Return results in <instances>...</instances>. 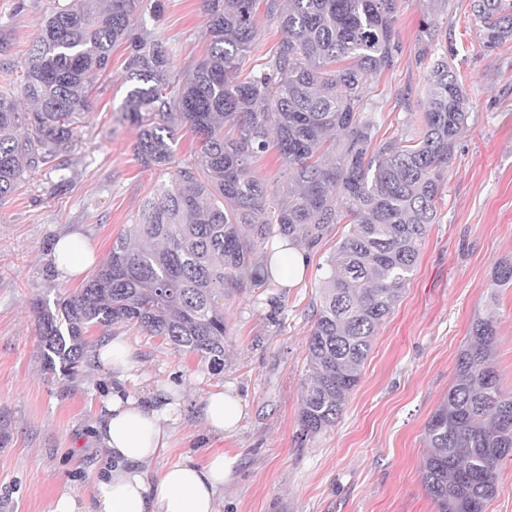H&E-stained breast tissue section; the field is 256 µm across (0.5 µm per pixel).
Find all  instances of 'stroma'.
<instances>
[{
	"label": "stroma",
	"mask_w": 512,
	"mask_h": 512,
	"mask_svg": "<svg viewBox=\"0 0 512 512\" xmlns=\"http://www.w3.org/2000/svg\"><path fill=\"white\" fill-rule=\"evenodd\" d=\"M156 1L162 6L157 35L174 66H187L208 47L203 0H145ZM66 2L0 0V31L9 36L0 50V87L19 81L44 17ZM399 5L402 52L373 82L382 99L377 139L424 108L420 22L430 14L455 50L473 119L447 168L437 222L336 425L304 436L298 413L323 264L348 234L347 224L334 227L296 287L258 288L225 300L230 336L221 373L174 353L161 337L123 324L109 332L128 344L139 364L132 394L172 376L184 386L181 418L150 478L181 461L204 463L213 450L236 455L219 512H438L423 483L424 429L456 379L473 322L490 309L498 314L500 385L512 393V287L489 291L498 263L512 260V48L484 49L469 0ZM127 55L125 47L113 50L112 68L93 88L66 169L41 170L0 202V512H51L68 490L93 498L109 465L89 437L109 373L95 363L75 378L47 371L32 305L68 296L84 282L83 275L54 267L57 237L80 238L94 256L86 273L93 272L162 181L139 161L137 128L122 109ZM274 298L281 313L273 311ZM218 390L245 403L237 430L222 436L207 434L202 414L204 399Z\"/></svg>",
	"instance_id": "obj_1"
}]
</instances>
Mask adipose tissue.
I'll list each match as a JSON object with an SVG mask.
<instances>
[{
    "label": "adipose tissue",
    "instance_id": "adipose-tissue-1",
    "mask_svg": "<svg viewBox=\"0 0 512 512\" xmlns=\"http://www.w3.org/2000/svg\"><path fill=\"white\" fill-rule=\"evenodd\" d=\"M95 358L112 368L110 394L92 426L101 448L112 458V467L98 481L93 500L67 491L56 499L52 512H218V494L231 481L235 456L216 451L206 463L179 462L169 466L155 483H148V466L165 452L173 426L179 420L184 388L171 382L160 391L132 397L126 391L138 366L128 346L112 339L98 346ZM208 432L234 431L245 414L237 396L224 391L204 401Z\"/></svg>",
    "mask_w": 512,
    "mask_h": 512
}]
</instances>
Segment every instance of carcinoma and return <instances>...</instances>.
Segmentation results:
<instances>
[{"label":"carcinoma","instance_id":"obj_1","mask_svg":"<svg viewBox=\"0 0 512 512\" xmlns=\"http://www.w3.org/2000/svg\"><path fill=\"white\" fill-rule=\"evenodd\" d=\"M140 3L109 0L102 11L98 0H70L43 20L20 82L0 91V201L77 145L92 88L120 44L129 49L124 112L139 128L137 155L148 169L175 164L132 225L147 246L117 237L75 293L34 303L45 367L78 375L110 328L125 324L219 372L223 300L271 286L281 243L311 253L344 219L352 232L327 259L307 341L299 422L315 434L336 424L436 223L444 173L471 119L454 52L426 17L420 125L403 122L377 142L380 101L369 80L402 52L399 0H205L209 50L180 70L151 28L156 13ZM261 4L282 38L244 74ZM470 9L486 50L512 43V0H471ZM19 98L31 111H18ZM180 127L199 147L176 164ZM271 150L288 159L280 183L253 168ZM509 285L512 260L498 266L491 295ZM94 326L96 340L87 336ZM496 343L492 310L473 323L456 382L426 425L423 481L439 512H485L512 459V396L500 386Z\"/></svg>","mask_w":512,"mask_h":512}]
</instances>
